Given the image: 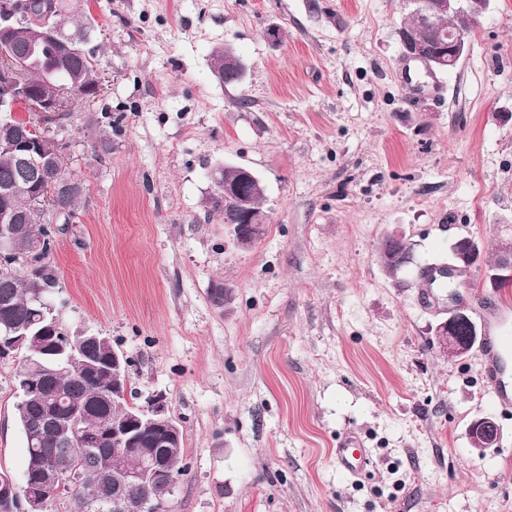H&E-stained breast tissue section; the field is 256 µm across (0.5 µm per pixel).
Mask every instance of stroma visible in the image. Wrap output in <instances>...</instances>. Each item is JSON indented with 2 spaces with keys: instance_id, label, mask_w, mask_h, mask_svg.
<instances>
[{
  "instance_id": "35a3bbf8",
  "label": "stroma",
  "mask_w": 512,
  "mask_h": 512,
  "mask_svg": "<svg viewBox=\"0 0 512 512\" xmlns=\"http://www.w3.org/2000/svg\"><path fill=\"white\" fill-rule=\"evenodd\" d=\"M65 6L95 19L106 82L55 127L87 190L47 300L67 334L130 358L138 400L167 394L188 466L170 512H512V406L493 404L480 349L439 354L448 292L421 282L472 237L465 304L483 328L512 312V289L481 276L512 225V0H492L457 67L421 88L400 57L403 0ZM224 47L239 84L210 69ZM224 163L265 187L271 222L250 247L210 203ZM393 232L413 248L395 276L376 261ZM18 370L0 360V469L20 484ZM484 415L501 437L479 453L467 428ZM351 434L372 452L361 478L336 466ZM454 247V251L452 250V247L450 249V260L453 258L454 254L456 260L460 262L466 270H468L463 271L462 277H464L472 268L476 267L481 254V249L477 241L468 237L458 239L454 243ZM67 345L72 350L79 349L86 345H96L103 352L112 353V366H119L121 362L128 361L126 355L112 347L110 340L102 337L101 334L95 332H80L75 336H67Z\"/></svg>"
}]
</instances>
